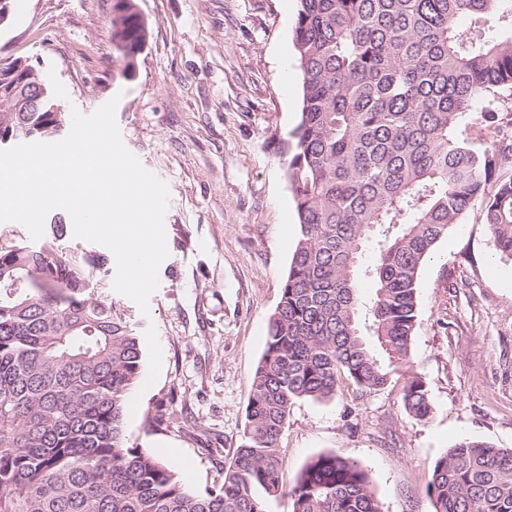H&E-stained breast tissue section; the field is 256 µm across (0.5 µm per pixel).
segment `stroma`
I'll use <instances>...</instances> for the list:
<instances>
[{"label": "stroma", "mask_w": 512, "mask_h": 512, "mask_svg": "<svg viewBox=\"0 0 512 512\" xmlns=\"http://www.w3.org/2000/svg\"><path fill=\"white\" fill-rule=\"evenodd\" d=\"M143 51L116 49L114 0H15L0 61L39 69L65 111L117 100L125 146L165 182L168 257L142 313L95 289L134 335L155 326L163 364L126 417L129 445L181 458L198 494L221 486L244 428L268 320L299 238L282 138L300 121L293 46L298 0H135ZM410 362L432 411L402 402V383L364 396L298 400L281 438L282 480L334 453L368 470L382 512H434L427 484L456 442L512 448V257L496 252L479 206L422 265Z\"/></svg>", "instance_id": "obj_1"}]
</instances>
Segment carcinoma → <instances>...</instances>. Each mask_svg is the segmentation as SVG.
<instances>
[{"instance_id": "obj_1", "label": "carcinoma", "mask_w": 512, "mask_h": 512, "mask_svg": "<svg viewBox=\"0 0 512 512\" xmlns=\"http://www.w3.org/2000/svg\"><path fill=\"white\" fill-rule=\"evenodd\" d=\"M112 28L125 58L146 40L134 0H115ZM293 44L301 120L283 150L300 237L222 485L193 493L153 449L128 445L140 341L91 288L107 257L66 250L56 221L37 246L0 232V512H268L270 498L289 512H381L367 471L334 454L286 486L280 438L296 401L333 399L345 382L363 396L402 375L408 414L431 412L410 364L422 264L477 201L512 257V177L496 175L512 167V106L500 108L512 0H299ZM66 126L64 112H0L20 141ZM428 493L435 512H512V449L455 443Z\"/></svg>"}]
</instances>
